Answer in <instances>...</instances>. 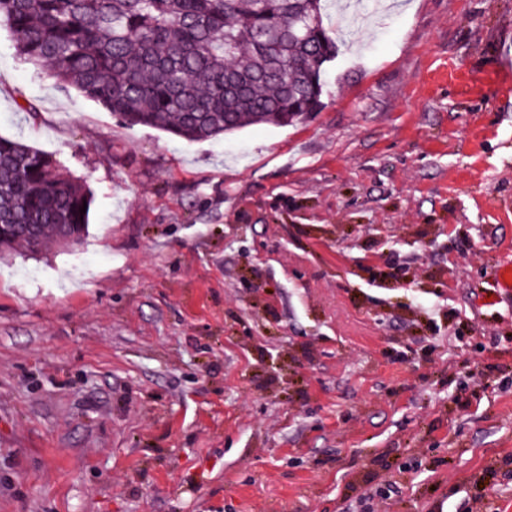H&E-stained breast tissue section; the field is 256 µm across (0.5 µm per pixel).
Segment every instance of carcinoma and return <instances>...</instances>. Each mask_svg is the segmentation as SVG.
I'll list each match as a JSON object with an SVG mask.
<instances>
[{"label": "carcinoma", "mask_w": 512, "mask_h": 512, "mask_svg": "<svg viewBox=\"0 0 512 512\" xmlns=\"http://www.w3.org/2000/svg\"><path fill=\"white\" fill-rule=\"evenodd\" d=\"M322 0H0L17 52L131 127L187 143L288 125L320 106L336 41ZM86 189L52 156L0 136V254L65 246Z\"/></svg>", "instance_id": "cac0c4a2"}]
</instances>
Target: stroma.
Returning a JSON list of instances; mask_svg holds the SVG:
<instances>
[{
    "label": "stroma",
    "mask_w": 512,
    "mask_h": 512,
    "mask_svg": "<svg viewBox=\"0 0 512 512\" xmlns=\"http://www.w3.org/2000/svg\"><path fill=\"white\" fill-rule=\"evenodd\" d=\"M325 10L318 112L190 145L0 27V135L91 195L0 256V512H512V0ZM492 288L493 294L490 296L491 301H487V298L482 295L479 306H491L498 303L497 299L501 298L502 295L512 294V259L509 257L503 261L492 274Z\"/></svg>",
    "instance_id": "35a3bbf8"
}]
</instances>
